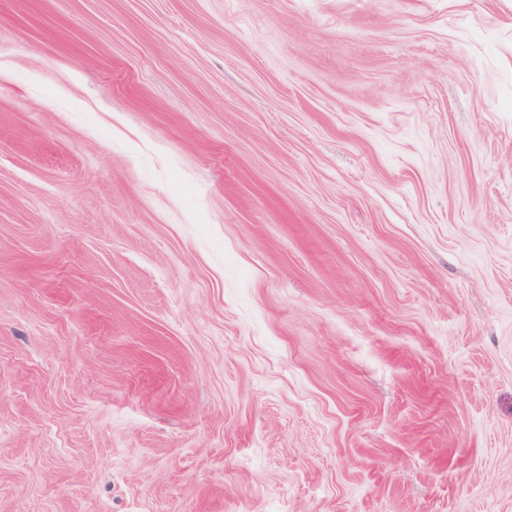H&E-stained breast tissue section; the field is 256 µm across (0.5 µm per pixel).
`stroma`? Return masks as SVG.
<instances>
[{
	"label": "stroma",
	"mask_w": 512,
	"mask_h": 512,
	"mask_svg": "<svg viewBox=\"0 0 512 512\" xmlns=\"http://www.w3.org/2000/svg\"><path fill=\"white\" fill-rule=\"evenodd\" d=\"M0 512H512V0H0Z\"/></svg>",
	"instance_id": "obj_1"
}]
</instances>
